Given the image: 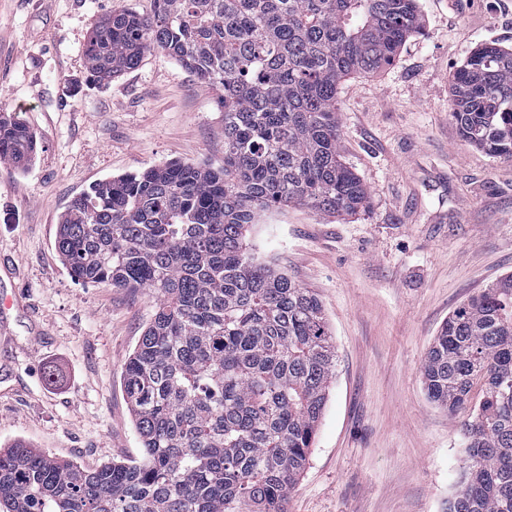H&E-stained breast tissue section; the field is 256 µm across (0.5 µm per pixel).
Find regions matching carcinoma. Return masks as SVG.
Returning a JSON list of instances; mask_svg holds the SVG:
<instances>
[{
	"label": "carcinoma",
	"mask_w": 512,
	"mask_h": 512,
	"mask_svg": "<svg viewBox=\"0 0 512 512\" xmlns=\"http://www.w3.org/2000/svg\"><path fill=\"white\" fill-rule=\"evenodd\" d=\"M423 28L417 0H155L148 16L95 24L93 79L159 50L219 93L224 167L169 162L68 203L55 246L71 278L155 297L124 373L141 454L85 469L16 442L0 449V512H285L336 354L321 302L259 261L248 235L272 208L367 207L340 154L338 86L393 62ZM450 115L463 141L512 159V49L470 53ZM36 148L0 115V159L23 165ZM421 376L431 402L466 414L444 512H512V275L452 312Z\"/></svg>",
	"instance_id": "carcinoma-1"
}]
</instances>
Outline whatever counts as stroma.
<instances>
[{
    "mask_svg": "<svg viewBox=\"0 0 512 512\" xmlns=\"http://www.w3.org/2000/svg\"><path fill=\"white\" fill-rule=\"evenodd\" d=\"M154 0H0V113L37 135L27 170L0 162V448L23 440L94 469L140 457L125 364L155 299L81 284L55 249L69 201L96 181L174 160L224 165L217 95L166 54L101 84L90 30ZM422 34L338 89L359 215L273 209L255 252L322 302L336 379L287 512H442L464 416L431 403L421 365L449 314L512 274V160L461 140L450 77L479 45L512 47V0H418Z\"/></svg>",
    "mask_w": 512,
    "mask_h": 512,
    "instance_id": "stroma-1",
    "label": "stroma"
}]
</instances>
